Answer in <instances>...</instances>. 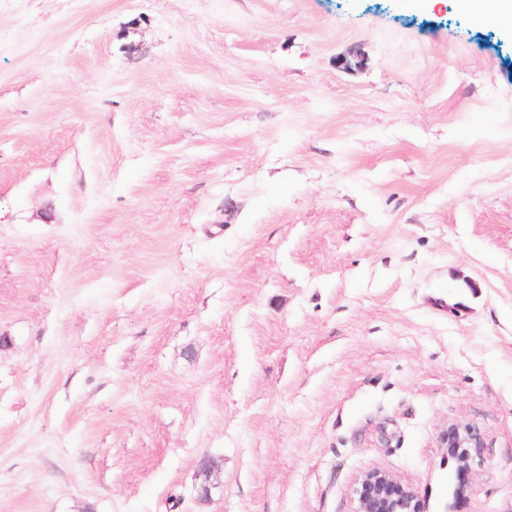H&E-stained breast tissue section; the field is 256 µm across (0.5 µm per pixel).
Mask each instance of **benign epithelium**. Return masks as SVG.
<instances>
[{"instance_id": "7a95c632", "label": "benign epithelium", "mask_w": 512, "mask_h": 512, "mask_svg": "<svg viewBox=\"0 0 512 512\" xmlns=\"http://www.w3.org/2000/svg\"><path fill=\"white\" fill-rule=\"evenodd\" d=\"M448 447L466 468L470 450L483 447V440L475 427L471 425H453L448 427ZM199 471L205 483L201 485V496L209 495L212 484L210 477L215 473V463L203 457L199 461ZM359 502L358 512H421L420 502L413 489L403 485L393 476L373 469L367 472L356 488Z\"/></svg>"}]
</instances>
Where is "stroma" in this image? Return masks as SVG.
<instances>
[{
	"instance_id": "1",
	"label": "stroma",
	"mask_w": 512,
	"mask_h": 512,
	"mask_svg": "<svg viewBox=\"0 0 512 512\" xmlns=\"http://www.w3.org/2000/svg\"><path fill=\"white\" fill-rule=\"evenodd\" d=\"M372 469L512 512V34L0 0V512H358ZM448 448H453L461 469H465L471 448H483V440L471 425H453L448 428Z\"/></svg>"
}]
</instances>
